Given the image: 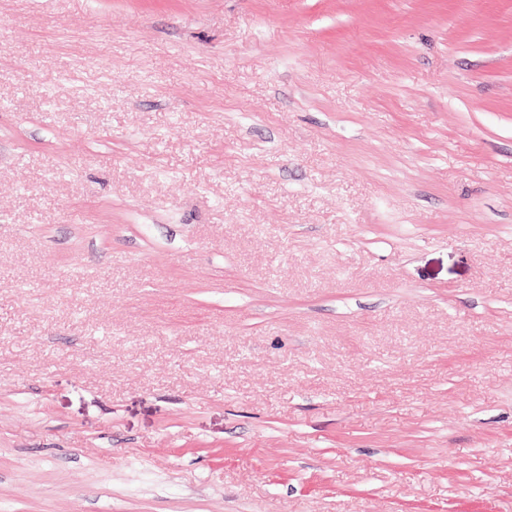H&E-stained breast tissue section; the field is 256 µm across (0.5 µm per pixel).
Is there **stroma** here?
<instances>
[{
    "instance_id": "35a3bbf8",
    "label": "stroma",
    "mask_w": 512,
    "mask_h": 512,
    "mask_svg": "<svg viewBox=\"0 0 512 512\" xmlns=\"http://www.w3.org/2000/svg\"><path fill=\"white\" fill-rule=\"evenodd\" d=\"M0 512H512V0H0Z\"/></svg>"
}]
</instances>
